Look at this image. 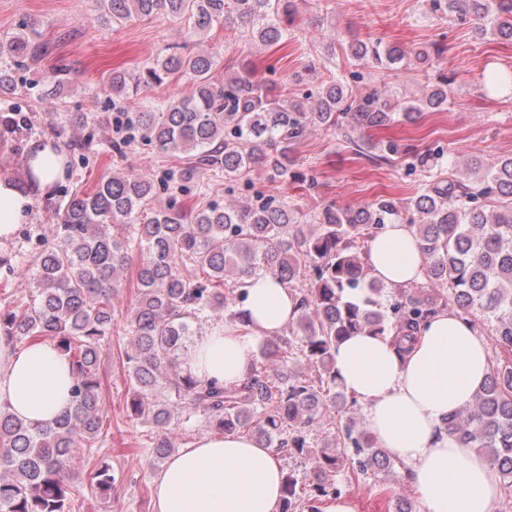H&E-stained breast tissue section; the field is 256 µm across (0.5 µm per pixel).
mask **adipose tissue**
Masks as SVG:
<instances>
[{"instance_id":"ef3b65f1","label":"adipose tissue","mask_w":512,"mask_h":512,"mask_svg":"<svg viewBox=\"0 0 512 512\" xmlns=\"http://www.w3.org/2000/svg\"><path fill=\"white\" fill-rule=\"evenodd\" d=\"M32 198L0 178V239L28 218ZM373 277L397 290L425 279L415 230L389 224L368 243ZM242 304L255 326L240 335L211 326L186 350L182 369L203 380L243 382L259 342L296 313L290 289L271 275L249 280ZM337 381L365 407L380 448L410 466L425 512H494L496 471L472 448L443 431V418L468 406L490 372L485 339L455 312L430 319L406 351L389 336H352L333 352ZM72 367L53 340L23 349L0 346V404L33 425L53 423L69 409ZM282 467L277 455L244 434L208 433L181 449L153 481L154 512H279Z\"/></svg>"}]
</instances>
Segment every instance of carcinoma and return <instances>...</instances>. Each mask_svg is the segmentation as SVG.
Wrapping results in <instances>:
<instances>
[{"mask_svg":"<svg viewBox=\"0 0 512 512\" xmlns=\"http://www.w3.org/2000/svg\"><path fill=\"white\" fill-rule=\"evenodd\" d=\"M426 2L433 16L472 22L481 35L512 41V0ZM99 9L115 23L161 13L184 23L195 38L217 23L237 24L264 46L287 41L295 18V0H99ZM9 48L17 71L36 68L48 52L46 44L30 39L25 23ZM348 51L381 71H397L407 62L402 48L379 41L356 39ZM214 65L210 52L175 50L143 66L131 81L114 72L108 86L112 112L98 113L93 123L113 122L130 133L112 144L117 153L138 138L184 155L180 176L186 182L212 167L224 171L229 184L263 170L272 180L312 186L314 177L292 171L291 152L313 129L334 128L355 154L387 163L400 154L399 145L373 143L367 133L448 105L450 79L443 75L422 98L391 103L377 86L355 97L337 79L311 101H288L249 73L219 83ZM66 72L61 65L45 76L43 100L56 97ZM176 75L192 80L190 95L156 109L127 110L126 100L141 88ZM22 122L28 119L20 112H1L0 134ZM413 159L429 177L414 197H382L358 208L317 207L308 231L288 201L261 192L240 207L208 203L186 209L172 202L137 224L157 186L124 173L101 179L89 191L76 189L65 205L50 209L53 242L26 269L35 291L31 300L0 309V343L54 340L72 365V405L45 426L26 424L0 406V512H79L77 449L98 442L103 347L117 326L114 298L123 272L133 265L138 294L123 325L131 342L125 360L133 420L164 431L194 409L225 434L246 427L257 443L277 453L309 457L308 499L336 497L330 475L345 458L357 459L361 472L392 465L375 438L350 418L338 426L336 447L342 452L309 449L308 429L336 406V346L350 336H379L388 329L408 337L435 314L457 310L469 321L489 324L504 358L492 366L473 402L444 419L443 429L485 455L512 488V157L488 166L474 162L465 180L443 176L430 153L415 152ZM392 221L415 226L426 280L395 294L386 314L365 255L368 240ZM259 274L272 275L294 293L296 324L264 340L242 383H207L179 371V352L195 335L192 324L230 300L242 302L246 279ZM296 350L313 368L303 378L290 372ZM297 484L285 474L280 512H297ZM90 486L110 491L108 469L95 471Z\"/></svg>","mask_w":512,"mask_h":512,"instance_id":"1","label":"carcinoma"}]
</instances>
